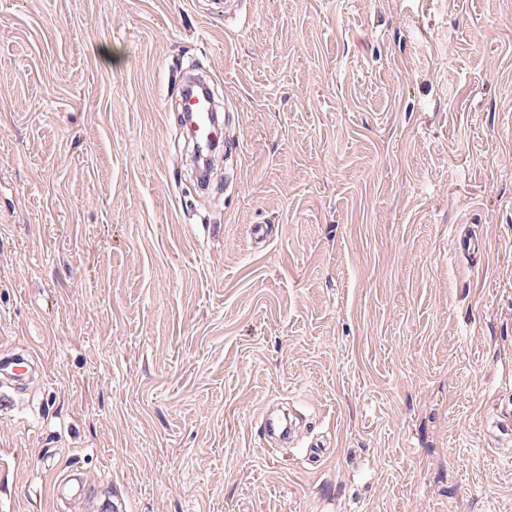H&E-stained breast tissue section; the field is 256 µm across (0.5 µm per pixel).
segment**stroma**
<instances>
[{"label": "stroma", "instance_id": "1", "mask_svg": "<svg viewBox=\"0 0 512 512\" xmlns=\"http://www.w3.org/2000/svg\"><path fill=\"white\" fill-rule=\"evenodd\" d=\"M510 156L512 0H0V512H512ZM189 86L196 88H202L203 92H208L209 87L203 82H194L184 84L179 88V100L181 103L182 112L193 113L196 117V123L192 124L195 132L201 139L211 141L210 131L215 122V113L211 112L208 102L211 101V96L206 93L203 95L191 96L189 92ZM211 138V139H210ZM38 374L34 355L23 350L15 354L0 353V378L14 385H22L32 375ZM292 430V422L284 417L267 416L263 424V436L266 443L286 444Z\"/></svg>", "mask_w": 512, "mask_h": 512}]
</instances>
